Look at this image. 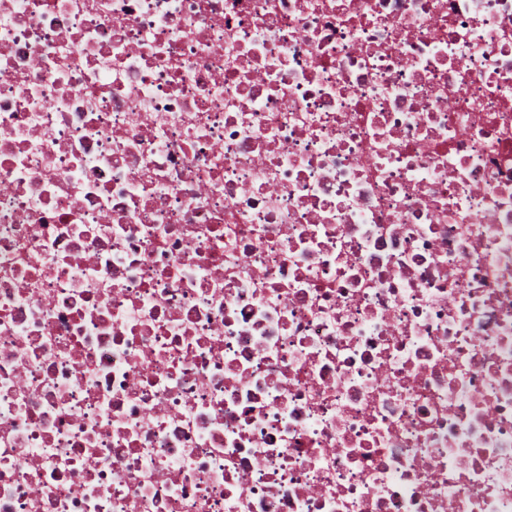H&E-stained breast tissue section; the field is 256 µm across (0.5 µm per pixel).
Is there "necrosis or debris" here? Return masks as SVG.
<instances>
[{
	"label": "necrosis or debris",
	"mask_w": 512,
	"mask_h": 512,
	"mask_svg": "<svg viewBox=\"0 0 512 512\" xmlns=\"http://www.w3.org/2000/svg\"><path fill=\"white\" fill-rule=\"evenodd\" d=\"M0 512H512V0H0Z\"/></svg>",
	"instance_id": "obj_1"
}]
</instances>
